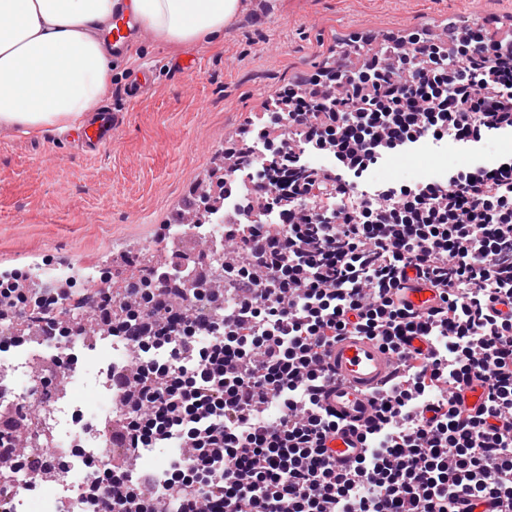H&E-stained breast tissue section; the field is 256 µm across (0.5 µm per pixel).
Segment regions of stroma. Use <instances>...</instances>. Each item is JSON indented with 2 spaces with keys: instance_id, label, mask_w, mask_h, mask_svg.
Returning a JSON list of instances; mask_svg holds the SVG:
<instances>
[{
  "instance_id": "1",
  "label": "stroma",
  "mask_w": 512,
  "mask_h": 512,
  "mask_svg": "<svg viewBox=\"0 0 512 512\" xmlns=\"http://www.w3.org/2000/svg\"><path fill=\"white\" fill-rule=\"evenodd\" d=\"M498 32L512 0H242L214 45L173 49L146 37L119 56L107 95L119 115L112 143L79 154L62 135L0 128V272L104 264L113 251L151 256L182 200L223 177L224 145L260 128L267 99L336 55L339 36L403 32L448 19ZM197 58L195 71L175 64ZM154 87L132 101L135 65Z\"/></svg>"
}]
</instances>
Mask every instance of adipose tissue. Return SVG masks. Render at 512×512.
<instances>
[{
    "label": "adipose tissue",
    "instance_id": "adipose-tissue-1",
    "mask_svg": "<svg viewBox=\"0 0 512 512\" xmlns=\"http://www.w3.org/2000/svg\"><path fill=\"white\" fill-rule=\"evenodd\" d=\"M241 8V0H0V126L61 132L94 112L112 84L101 29L116 12L179 49L220 41Z\"/></svg>",
    "mask_w": 512,
    "mask_h": 512
}]
</instances>
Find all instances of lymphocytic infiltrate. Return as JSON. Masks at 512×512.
Here are the masks:
<instances>
[{"label":"lymphocytic infiltrate","instance_id":"f902f5d3","mask_svg":"<svg viewBox=\"0 0 512 512\" xmlns=\"http://www.w3.org/2000/svg\"><path fill=\"white\" fill-rule=\"evenodd\" d=\"M267 116L259 138L284 129L293 148L224 153L228 183L283 216L225 210L232 302L199 322L206 283H158L157 335H136L133 303L114 315L138 353L112 371L133 402L112 444L181 454L164 479L94 465L102 512H156L160 497L169 512H512V155L356 188L419 140L512 134V48L484 28L414 31L360 68L303 76ZM323 147L329 165H310ZM416 284L435 307L407 302ZM343 336L379 342L400 367L349 465L325 445L337 423L322 392ZM157 344L165 360L149 357Z\"/></svg>","mask_w":512,"mask_h":512}]
</instances>
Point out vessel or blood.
<instances>
[{
    "instance_id": "obj_1",
    "label": "vessel or blood",
    "mask_w": 512,
    "mask_h": 512,
    "mask_svg": "<svg viewBox=\"0 0 512 512\" xmlns=\"http://www.w3.org/2000/svg\"><path fill=\"white\" fill-rule=\"evenodd\" d=\"M137 30L138 24L131 14L115 13L110 31L114 50L124 52ZM116 126L111 106H102L95 118L82 122L77 128L73 141L76 150L85 155L99 154L111 144ZM329 363L336 374V382L328 388L327 406L342 420L361 422L370 417L373 389L394 375L390 353L376 341L344 336L332 347ZM327 446L339 460L355 458L362 452L358 436L345 428L331 436Z\"/></svg>"
}]
</instances>
